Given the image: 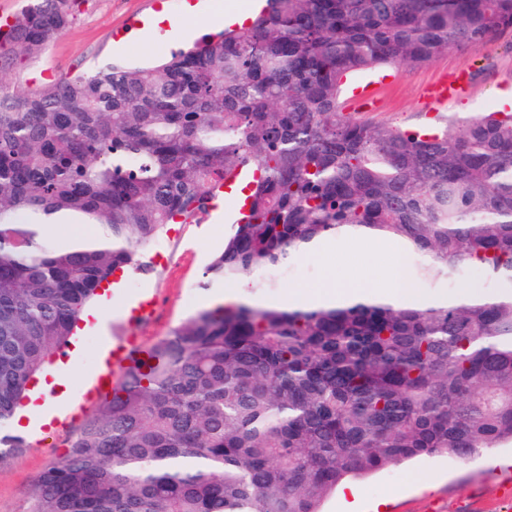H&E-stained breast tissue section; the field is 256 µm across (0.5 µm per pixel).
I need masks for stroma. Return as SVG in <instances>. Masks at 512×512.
<instances>
[{
    "mask_svg": "<svg viewBox=\"0 0 512 512\" xmlns=\"http://www.w3.org/2000/svg\"><path fill=\"white\" fill-rule=\"evenodd\" d=\"M187 0H81L70 27L40 55L17 64L11 76L34 88L38 75L58 77L87 71L106 62L148 66L189 48L206 32L223 28L229 7L246 0H199L202 14L189 18ZM467 72L466 93L450 100L444 111L465 119L504 109L512 98V43L500 40L478 50L452 49L425 65L396 67L397 80L382 95V104L359 118L378 125L415 126L428 112L422 91L442 73ZM238 200L225 195L220 211L185 224L168 225L145 251L147 273L125 272L119 287L96 297L89 309L95 317L79 322L72 344L77 361L58 371L67 380L66 400H80L88 375L101 362L105 338L133 336L144 345L207 306L211 296L224 293L223 284H205L203 272L222 251L231 233ZM394 239L330 237L317 252L276 272V298L296 289L320 288L329 272L369 288L381 287L390 270ZM97 402H83L64 424L35 421L24 433L25 445L0 462V512H29L35 476L67 451L65 440L79 419L91 415ZM512 446L504 445L467 462L446 457L423 458L380 471L354 482V494H331L324 512H374L386 503L387 512H512Z\"/></svg>",
    "mask_w": 512,
    "mask_h": 512,
    "instance_id": "obj_1",
    "label": "stroma"
}]
</instances>
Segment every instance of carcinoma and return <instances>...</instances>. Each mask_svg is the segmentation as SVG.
Masks as SVG:
<instances>
[{
    "label": "carcinoma",
    "instance_id": "1",
    "mask_svg": "<svg viewBox=\"0 0 512 512\" xmlns=\"http://www.w3.org/2000/svg\"><path fill=\"white\" fill-rule=\"evenodd\" d=\"M79 0L0 29V460L18 402L114 272H146L169 224L233 175L247 212L206 284L351 233L402 241L408 287L477 270L484 301L203 308L123 369L36 476L30 512H322L345 481L512 444V112L380 127L345 111L357 73L512 39V0H266L153 68L107 63L25 90L4 78ZM99 226L46 245L50 220Z\"/></svg>",
    "mask_w": 512,
    "mask_h": 512
}]
</instances>
